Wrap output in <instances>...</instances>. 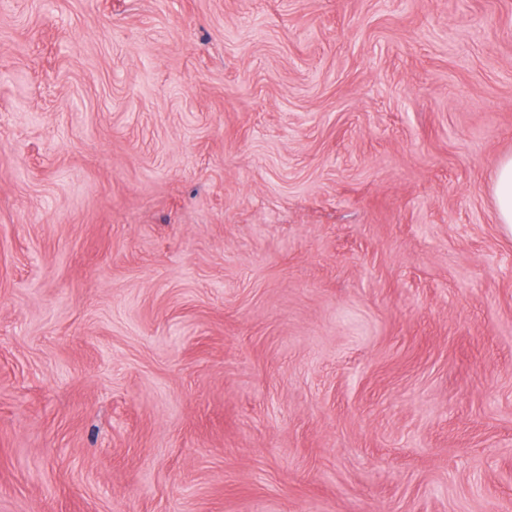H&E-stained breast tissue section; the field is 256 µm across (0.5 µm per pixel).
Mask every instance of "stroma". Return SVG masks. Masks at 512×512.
Segmentation results:
<instances>
[{"label":"stroma","instance_id":"1","mask_svg":"<svg viewBox=\"0 0 512 512\" xmlns=\"http://www.w3.org/2000/svg\"><path fill=\"white\" fill-rule=\"evenodd\" d=\"M0 512H512V0H0ZM498 224L512 235V156L503 158L497 165L492 182Z\"/></svg>","mask_w":512,"mask_h":512}]
</instances>
